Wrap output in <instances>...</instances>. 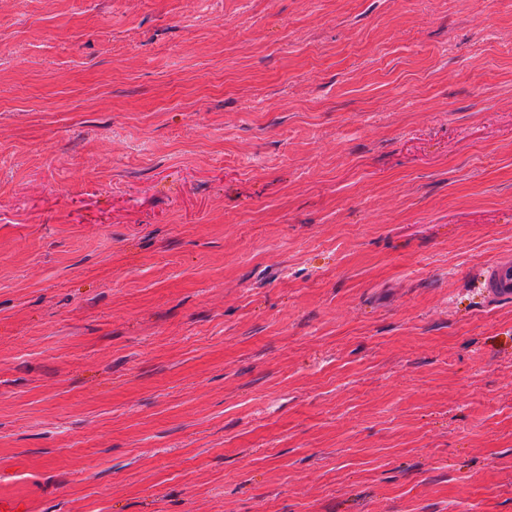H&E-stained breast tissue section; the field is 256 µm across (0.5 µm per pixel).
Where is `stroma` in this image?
I'll use <instances>...</instances> for the list:
<instances>
[{"mask_svg": "<svg viewBox=\"0 0 512 512\" xmlns=\"http://www.w3.org/2000/svg\"><path fill=\"white\" fill-rule=\"evenodd\" d=\"M509 253L512 0H0V512H512ZM483 288L490 299L512 298V262L499 260L487 266Z\"/></svg>", "mask_w": 512, "mask_h": 512, "instance_id": "1", "label": "stroma"}]
</instances>
